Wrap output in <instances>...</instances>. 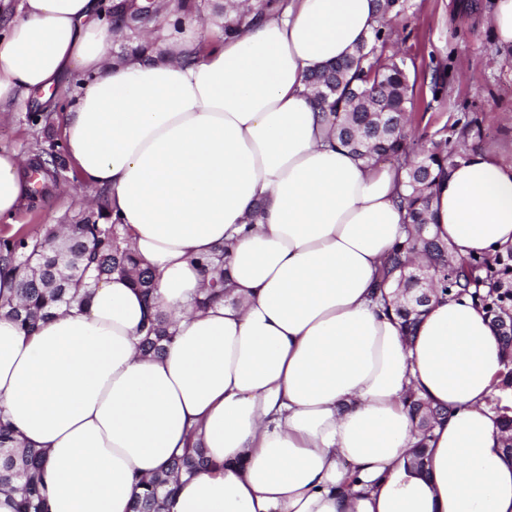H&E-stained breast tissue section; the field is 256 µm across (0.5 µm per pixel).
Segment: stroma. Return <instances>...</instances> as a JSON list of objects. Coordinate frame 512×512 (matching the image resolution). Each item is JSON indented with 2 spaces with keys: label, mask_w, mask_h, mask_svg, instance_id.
Wrapping results in <instances>:
<instances>
[{
  "label": "stroma",
  "mask_w": 512,
  "mask_h": 512,
  "mask_svg": "<svg viewBox=\"0 0 512 512\" xmlns=\"http://www.w3.org/2000/svg\"><path fill=\"white\" fill-rule=\"evenodd\" d=\"M490 0H403L392 19L394 43L416 78L411 109L418 132H434L460 116L477 119L479 146L512 162V57L497 58L491 29L483 22ZM446 69L442 91H435L436 70ZM39 109L31 100L0 121V146L35 157L57 142L56 127L32 124ZM95 192L83 186L75 168H68L60 185L30 198L14 217L18 232L42 237L54 224H69L86 212Z\"/></svg>",
  "instance_id": "1"
}]
</instances>
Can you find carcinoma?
<instances>
[{
    "label": "carcinoma",
    "mask_w": 512,
    "mask_h": 512,
    "mask_svg": "<svg viewBox=\"0 0 512 512\" xmlns=\"http://www.w3.org/2000/svg\"><path fill=\"white\" fill-rule=\"evenodd\" d=\"M194 14L200 20L219 16L223 22L212 39L233 37L243 24H260L280 14L287 0H256V6H242L237 0H114L112 33L122 39L152 37L164 40L156 19L164 4ZM308 85L323 111L333 116V132L339 143L365 162H389L404 171L409 194L401 197L407 211L409 236L404 244L389 253L383 262L382 282L396 270L409 265L408 255L420 253L427 259L424 268L433 278L422 282L410 270L397 282L403 302L397 314L405 330L415 326L423 307L431 298L454 291L471 293L492 319L512 322V249L493 258L471 256L452 259L448 243L431 235L429 214L434 190L454 159L462 156L451 144L468 147L475 122L467 116L433 132L429 145L414 153L409 140L410 113L415 82L410 80L405 61L391 45L388 23L373 29L346 59L314 71ZM66 167L61 150L50 147L38 154L36 168L57 177ZM102 212L85 215L64 229L49 227L43 238L28 241L25 236L0 239V262L22 276L17 303L0 304V317L6 316L27 333L46 321L52 310L67 305L76 297L86 300L81 291L114 273L126 275L135 286L150 296L154 285L148 272L139 268L135 256L120 246V235L113 224L101 223ZM169 324L163 317L150 318L143 326V351L160 355L170 340ZM412 416L418 419L419 447H425L432 421L440 410L421 400L410 401ZM46 452L20 445L12 422L0 416V491L19 493L17 512H50L44 462ZM209 466L205 449L196 444L173 458L168 468L149 480L137 482L132 512H160L161 505L177 490L183 475L193 476Z\"/></svg>",
    "instance_id": "1"
}]
</instances>
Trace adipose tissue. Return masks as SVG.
Instances as JSON below:
<instances>
[{"mask_svg":"<svg viewBox=\"0 0 512 512\" xmlns=\"http://www.w3.org/2000/svg\"><path fill=\"white\" fill-rule=\"evenodd\" d=\"M111 3L0 8V112L77 83L62 144L154 284L148 305L112 274L30 334L0 317V414L45 450L50 512H130L135 476L195 442L211 465L165 512H512L492 320L447 295L408 334L377 303L404 175L358 162L307 87L380 25L376 0H288L202 54L200 24L169 10L165 55L134 45L120 62ZM28 167L0 147L1 221ZM431 224L460 257L512 247V163L467 150ZM223 249L227 294L195 309L201 263ZM151 311L173 323L159 356L139 348ZM411 390L447 412L422 471Z\"/></svg>","mask_w":512,"mask_h":512,"instance_id":"ef3b65f1","label":"adipose tissue"}]
</instances>
